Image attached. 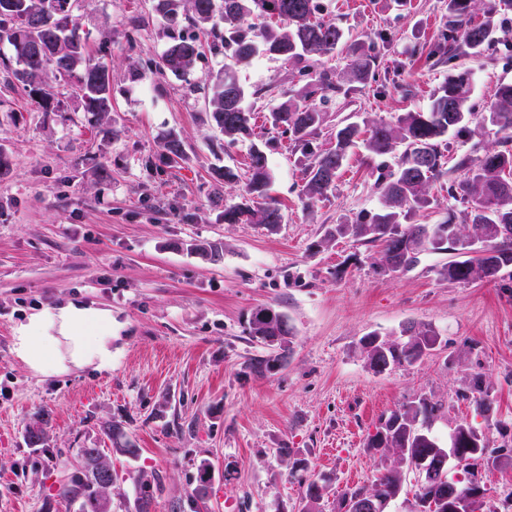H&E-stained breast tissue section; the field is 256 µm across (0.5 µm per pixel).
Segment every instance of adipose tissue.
Wrapping results in <instances>:
<instances>
[{"instance_id":"1","label":"adipose tissue","mask_w":512,"mask_h":512,"mask_svg":"<svg viewBox=\"0 0 512 512\" xmlns=\"http://www.w3.org/2000/svg\"><path fill=\"white\" fill-rule=\"evenodd\" d=\"M14 351L28 367L49 376L112 361V313L67 302L22 326Z\"/></svg>"}]
</instances>
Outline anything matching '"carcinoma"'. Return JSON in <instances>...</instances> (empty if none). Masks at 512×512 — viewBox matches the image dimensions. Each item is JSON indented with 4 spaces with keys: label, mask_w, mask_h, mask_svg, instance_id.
<instances>
[{
    "label": "carcinoma",
    "mask_w": 512,
    "mask_h": 512,
    "mask_svg": "<svg viewBox=\"0 0 512 512\" xmlns=\"http://www.w3.org/2000/svg\"><path fill=\"white\" fill-rule=\"evenodd\" d=\"M482 2L491 14L512 11V0H448V34L429 53L436 63L460 55L493 53L497 40L492 27L472 18L473 9ZM180 4L181 0H156L155 9L171 32V43L156 65L161 74L189 72L201 55L202 43L182 31L208 24L212 48L224 49V55L240 64L268 56L299 65L311 55L330 56L344 44L342 28L317 17L318 0H190L192 14L184 17ZM5 43L11 47L18 68L4 65V85H23L31 101L43 111L56 110L40 88L49 70L60 80H75L83 111H112L111 69L89 52L87 38L71 14V0H0V44ZM349 56L351 61L342 70L316 72L305 97L337 96L345 92V84L364 83L374 75L377 49L366 51L355 43L349 47ZM266 92L265 87L247 92L227 71L216 75L210 85V118L225 143L233 145L252 135L253 114L244 101L249 95L257 98ZM470 94L471 77L465 71L441 85L426 110L404 112L393 121L368 119L338 126L334 145L318 153L312 150V140L323 116L314 105L287 100L269 112L267 120L288 136L293 148L312 156L303 186L308 200L325 197L335 188L343 161L353 146L362 144L369 160H380L376 165L379 208L360 212L349 224L336 225V233L379 244L386 268L395 272L406 270L421 253H450L454 259L439 270L441 277L463 284L492 281L512 267V83L500 85L495 101L482 112L474 110ZM473 122L496 130L502 137L499 149H487L480 156L464 157L457 163L463 175L448 185V197L464 205L462 223H456L451 212L437 224L408 223L414 211L430 205L431 184L447 173L441 149L444 138L451 133L461 137L471 133ZM395 154V167L381 161ZM186 159L181 140L173 133L167 134L160 160L176 167ZM248 172L247 202L224 207V223L277 227L283 215L279 205L267 199L272 179L268 155L255 145L249 152ZM259 198L262 203L254 204ZM190 249L213 261L223 256L222 248L210 242L194 243ZM270 324L277 331L278 343L270 346L268 356L252 363L253 370L260 374L279 367L282 352L291 343L285 316L272 306L251 313L249 336L257 338ZM439 344V334L428 326L410 331L405 341H380L376 333L362 340L369 367L376 373L416 362ZM460 397L472 400L483 413L491 409L479 374L472 376ZM440 410L438 404L419 397L380 419L376 432L367 436L365 448L392 454L393 463L371 486L345 487L337 498V512H386L404 491L405 464L416 474L419 468H425L423 485L417 487L410 512H480L476 462L481 460L488 466L511 463L512 448L507 444L489 446L464 421L455 426L448 445H443L430 430ZM48 424L43 414L33 417L25 430L28 447H46ZM103 431L113 452L138 456L139 448L122 423L108 422ZM77 455L81 460L64 464L58 496L75 512H112L111 486L101 481L97 471V462L104 457L101 449L80 448ZM450 462L463 471L464 479L448 481ZM320 488L317 479L307 482L302 512H323ZM158 489L156 476L140 475L135 485L134 512H151Z\"/></svg>",
    "instance_id": "cac0c4a2"
}]
</instances>
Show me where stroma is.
Returning <instances> with one entry per match:
<instances>
[{"label":"stroma","mask_w":512,"mask_h":512,"mask_svg":"<svg viewBox=\"0 0 512 512\" xmlns=\"http://www.w3.org/2000/svg\"><path fill=\"white\" fill-rule=\"evenodd\" d=\"M322 18L352 41L386 43L374 79L316 101L324 121L317 145L329 147L337 124L368 115L392 119L426 109L449 75L470 71L472 103L483 110L512 83V31L490 21L494 54L434 64L429 52L448 30L446 0H321ZM72 13L91 51L112 68V111L97 119L71 88L54 85L55 111L38 109L23 90L0 88V512H68L58 495L61 460L78 448L112 458V512H130L140 472L161 477L151 512H299L303 490L293 462L327 480L324 512H336L344 486H370L391 463L365 439L381 417L424 396L441 404L431 431L447 440L470 423L490 445L512 443V278L462 284L440 278L444 256L424 252L400 273L380 271L378 245L330 235V228L376 209L374 163L350 153L326 197L306 202L307 163L265 116L303 100L309 74L263 58L237 68L248 99L250 141L228 146L212 126L204 87L224 68L204 51L187 76L159 74L167 23L154 0H75ZM134 39H127V32ZM112 137H103V128ZM174 132L186 164L161 163L162 136ZM492 132L451 137L448 173L430 188L431 204L411 218L435 224L461 211L448 196L458 161L496 147ZM267 146L270 196L282 208L276 229L228 224L224 208L244 196L250 143ZM235 182H216L215 168ZM196 240L222 247L214 263L189 251ZM74 301L111 310L112 363L45 376L13 351L20 325L46 308ZM281 312L293 339L279 368L254 372L269 350L247 334L252 312ZM430 326L441 344L422 360L372 371L361 340L399 339ZM481 373L491 409L459 400ZM51 425L48 447L30 448L24 428L35 414ZM123 422L140 453L113 454L105 421ZM290 449L287 457L279 449ZM212 466L205 496L201 460ZM488 512H512V464L479 469Z\"/></svg>","instance_id":"obj_1"}]
</instances>
